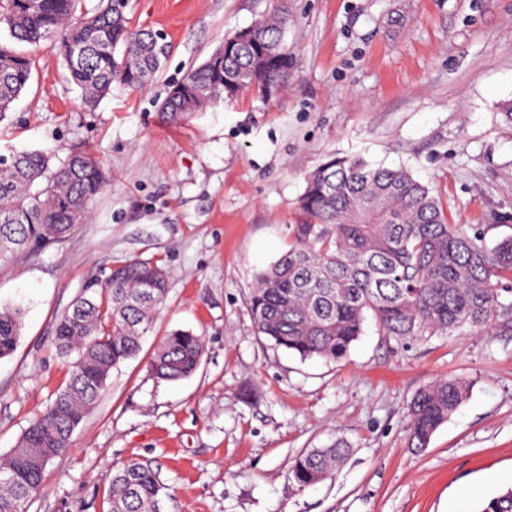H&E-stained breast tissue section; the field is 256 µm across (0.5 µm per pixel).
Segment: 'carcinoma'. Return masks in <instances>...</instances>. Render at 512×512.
Wrapping results in <instances>:
<instances>
[{
  "instance_id": "obj_1",
  "label": "carcinoma",
  "mask_w": 512,
  "mask_h": 512,
  "mask_svg": "<svg viewBox=\"0 0 512 512\" xmlns=\"http://www.w3.org/2000/svg\"><path fill=\"white\" fill-rule=\"evenodd\" d=\"M285 0L224 39L212 54L173 84L161 103L178 123L220 98L248 92L269 100L288 84L294 58L283 42ZM12 45L0 44V118L31 84L34 61L23 45L58 48L68 80L86 104L112 83L144 86L161 71L169 45L136 29L124 0H5L0 24ZM99 161L74 149L59 158L41 150L0 156V258L52 238L85 221L104 189ZM304 220L289 225V247L257 273L248 304L257 331L306 360L337 361L363 334L367 317L388 336L468 328L484 335L512 303L501 280L512 276V237L493 248L448 212L430 188L402 168L375 166L362 157H331L307 177L300 200ZM168 296V273L155 262L125 260L106 279L82 289L55 324L53 344L69 362V376L47 409L0 459V512H29L47 468L72 446V435L95 404L113 369L136 358ZM22 327L17 308L0 310V358L11 355ZM204 340L188 330L164 336L147 366L154 378L176 382L193 375ZM469 394L461 378L438 379L408 405V447L424 451L436 430ZM346 444L297 456L290 477L300 489L330 478ZM166 487L152 463L128 460L113 468L109 512H162ZM479 512H512V487L485 500Z\"/></svg>"
}]
</instances>
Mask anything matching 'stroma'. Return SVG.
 I'll use <instances>...</instances> for the list:
<instances>
[{"label": "stroma", "mask_w": 512, "mask_h": 512, "mask_svg": "<svg viewBox=\"0 0 512 512\" xmlns=\"http://www.w3.org/2000/svg\"><path fill=\"white\" fill-rule=\"evenodd\" d=\"M135 27L169 57L145 87L113 83L91 106L61 56L33 52L30 86L0 121V155L81 148L109 181L64 240L0 261V306L21 307L0 359V458L64 385L56 318L91 280L130 258L169 276L167 301L137 358L105 390L51 465L30 512H107L116 463L148 460L167 486L163 512H476L512 472V323L407 340L374 321L340 361L301 359L258 333L248 296L288 247L305 177L327 156L402 167L487 246L512 236V0H288V89L161 115L170 83L269 0H125ZM204 339L190 377L155 379L147 360L168 332ZM467 400L421 453L407 406L440 378ZM344 442L335 475L301 489L294 457Z\"/></svg>", "instance_id": "obj_1"}]
</instances>
